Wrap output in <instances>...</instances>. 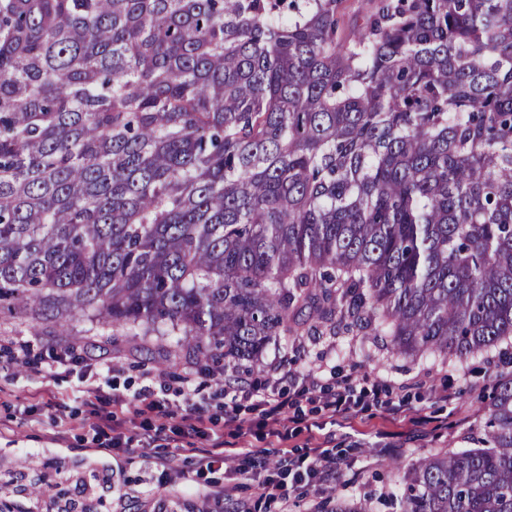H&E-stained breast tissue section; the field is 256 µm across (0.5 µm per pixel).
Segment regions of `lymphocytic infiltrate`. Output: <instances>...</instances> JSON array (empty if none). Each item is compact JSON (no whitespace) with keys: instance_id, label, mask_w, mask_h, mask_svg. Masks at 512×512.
Here are the masks:
<instances>
[{"instance_id":"obj_1","label":"lymphocytic infiltrate","mask_w":512,"mask_h":512,"mask_svg":"<svg viewBox=\"0 0 512 512\" xmlns=\"http://www.w3.org/2000/svg\"><path fill=\"white\" fill-rule=\"evenodd\" d=\"M83 365L86 375L94 377L103 369L99 362H82L72 352L52 353L37 363L41 377V395H53V382L61 374L72 372L74 366ZM282 364L270 363L263 382L253 383L240 376L234 369H225L218 383L224 398V420L216 422L208 414L205 398L199 397L197 373L185 369L181 385L168 389L157 382L154 376H146L136 389L113 390L104 396L100 387L82 389L80 397L91 410L90 427L98 436L100 445L106 450H126L130 440L122 429L120 416L132 412L142 419V440L151 445L168 441L170 435L201 440L196 449L200 472L210 473L223 467L227 460L238 461L240 468L260 467L254 480L261 498L287 508L291 496V480L302 478L327 480L336 473L340 461L329 440L314 438L312 447L298 456L282 455L275 465L257 463L252 451L239 444L225 441V434H241L242 421L238 414L241 403H249L255 413L256 425L267 430L278 444H286L295 427L301 426V417H289L290 407H297L310 400L316 391H324V406L332 418L348 422L371 409L369 391L353 377H346L334 385H324V365L309 367L303 373L291 375L287 392H280ZM180 417L181 422L174 431H167L164 421Z\"/></svg>"}]
</instances>
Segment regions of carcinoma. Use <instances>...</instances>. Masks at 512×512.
<instances>
[{"label":"carcinoma","instance_id":"cac0c4a2","mask_svg":"<svg viewBox=\"0 0 512 512\" xmlns=\"http://www.w3.org/2000/svg\"><path fill=\"white\" fill-rule=\"evenodd\" d=\"M2 303L226 367L512 340V0H0ZM481 403L399 512H512V373Z\"/></svg>","mask_w":512,"mask_h":512}]
</instances>
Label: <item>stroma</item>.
<instances>
[{
	"mask_svg": "<svg viewBox=\"0 0 512 512\" xmlns=\"http://www.w3.org/2000/svg\"><path fill=\"white\" fill-rule=\"evenodd\" d=\"M73 334L83 339L80 354L107 362L117 383L140 385L146 372L169 380L180 371L164 362L159 337H116L111 328L86 319L73 324ZM12 336L29 341L34 352L43 354L55 345L68 344L70 337L62 336L56 324L34 325L16 310L0 308V339ZM283 356L294 373L324 361L344 374L354 371L404 385L412 413L449 423L444 430L403 437L401 450L393 452L386 445L384 428L360 424L344 428L328 418L321 401L304 405L307 420L320 422L324 433L334 436L343 461L327 493L299 485L291 496V512H329L335 499L359 500L367 494L376 499V512H396L390 494L397 472L419 458L466 448L470 432L483 418L482 392L496 373L512 371L510 341L462 362L411 360L393 355L387 337L355 329L270 343L258 360L243 363L242 369L258 378L268 363ZM39 381L35 368L7 363L0 353L1 501L24 512H57L59 501L72 503L74 512H83L87 504L93 512H235L240 503L252 512L259 508L252 482L245 477L239 480L235 500L216 503L209 489L223 485L224 471L201 476L195 458L181 449L141 447V420L132 414L124 416L132 447L112 453L99 448L93 431L82 424L87 412L76 398L83 385L81 372L56 380L58 400L50 408L30 398ZM441 386L459 393L457 408L435 399L432 390ZM22 406L30 407L29 416L19 414ZM165 467L171 468L174 483L156 486Z\"/></svg>",
	"mask_w": 512,
	"mask_h": 512,
	"instance_id": "1",
	"label": "stroma"
}]
</instances>
